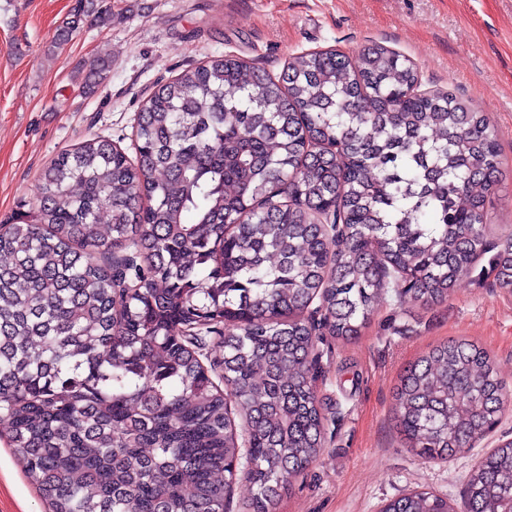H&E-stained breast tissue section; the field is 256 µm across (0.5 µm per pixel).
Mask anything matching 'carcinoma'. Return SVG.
<instances>
[{
    "instance_id": "cac0c4a2",
    "label": "carcinoma",
    "mask_w": 512,
    "mask_h": 512,
    "mask_svg": "<svg viewBox=\"0 0 512 512\" xmlns=\"http://www.w3.org/2000/svg\"><path fill=\"white\" fill-rule=\"evenodd\" d=\"M109 68L90 62L83 88ZM418 82L379 45L277 77L216 57L150 95L134 156L96 137L42 170L36 223L0 225V430L50 512H224L245 454L248 512H276L324 448L319 337L359 335L389 295L447 301L490 249L489 118ZM492 272L512 295V242ZM226 325L222 389L191 338ZM395 400L424 462L512 407L466 339L420 357ZM380 512H512V440L479 459L462 505L422 489Z\"/></svg>"
}]
</instances>
